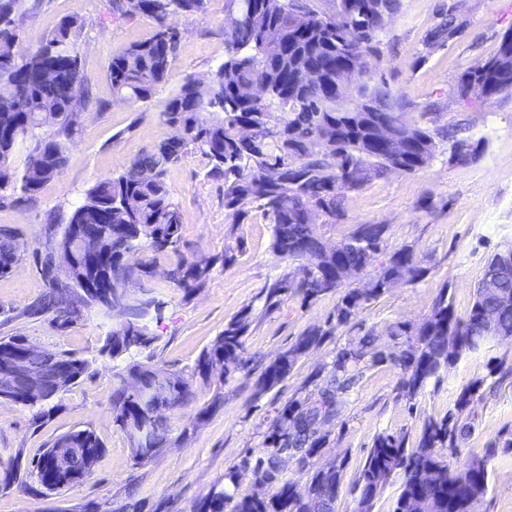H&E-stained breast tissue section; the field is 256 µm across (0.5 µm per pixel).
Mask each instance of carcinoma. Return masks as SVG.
Instances as JSON below:
<instances>
[{"label": "carcinoma", "mask_w": 512, "mask_h": 512, "mask_svg": "<svg viewBox=\"0 0 512 512\" xmlns=\"http://www.w3.org/2000/svg\"><path fill=\"white\" fill-rule=\"evenodd\" d=\"M205 0H114L123 13L139 12L156 22L152 38L133 43L112 56L108 74L120 99L137 104L152 98L174 59L175 49L165 30L176 14L190 15ZM236 24L226 33V59L212 74L208 97H201L196 82H185L162 104L160 115L184 131L135 159L117 176L98 180L84 201L72 212L60 237L52 241L46 264L70 248L74 239L92 231L101 242L99 266L90 267L75 258L71 269L74 285L91 282L101 272H111L112 287L124 294L123 320L104 340L100 353L112 358L150 346L144 319L156 307L151 298L139 297L136 285L153 272V262H125V255L139 242H149L158 255H177L182 224L177 204L170 199L166 175L191 153L204 155L212 165L209 174L224 179V207L237 212L256 203L270 218L271 250L294 260L314 259L308 277L284 273L265 288L264 306L281 303L290 294L302 303L341 292L325 324L307 328L275 359L263 365L258 385L270 390L283 382L298 360L323 337L356 321L364 305L381 296L389 282L413 283L427 268L413 249L401 247L389 254L365 288L342 289L346 281L369 266L371 255L383 251L387 227L358 224L340 241L338 252L322 257L319 225L308 220L317 210L336 216L343 192L358 190L373 177L389 171L413 172L429 164L435 151L431 134L413 129L405 157L392 159L373 141L375 127L402 121L401 104L384 81H359L340 93L326 68L343 54L354 60L379 55L378 33L383 17L397 8L396 0H381V13L362 11L364 0L349 4L332 15L308 0H227ZM25 0H0V190L17 188L32 197L41 186L57 178L68 158L64 140L78 131L77 101L84 96L81 57L76 31L78 19H63L46 42L25 56L18 55L19 21ZM323 69L324 80L307 83L303 73ZM493 81L488 100L512 93V81ZM35 143L39 158L27 161L23 171L13 167L17 148ZM22 244L13 232L0 235V274L18 261ZM215 259L193 262L176 259L169 279L188 292L208 279ZM96 305L89 296L76 294L68 301L56 289L27 310L28 315L55 313L67 325L82 310ZM251 308L231 320L224 332L197 359L190 377L159 367L133 364L119 380L112 399L113 422L121 430L143 427L148 440L130 437L135 464L149 461L170 444V427L164 411L183 408L194 400L190 379L206 383V365L224 362V379L247 369L245 336L251 325ZM404 336L398 351L375 346L372 331L336 352L323 383L310 395H295L278 409L268 427L262 455L245 463L253 479L273 489L265 497L237 492L239 468L224 473V488L199 503L196 512H335L336 489L343 478V464L329 472L311 469L312 459L329 443L326 421L339 419L346 395L357 380L360 365L395 364L401 372L398 396L413 400L430 382L439 384L460 359L487 344L512 338V251L492 254L475 289L465 318L456 316L448 301V289L440 290L430 314L416 327L398 324L390 331ZM63 366L67 383L42 392L37 402L26 400L27 383L19 380L15 394L19 404L44 407L88 373L86 360L68 352H46L39 364ZM484 381L465 385L455 410L424 421L419 439L410 446L402 433L381 432L372 441L363 467L354 480L357 508L373 512L393 479H399L393 512H475L484 501L490 473L488 461L497 448L472 453L452 465L445 452L457 454L458 443L471 425L459 414L481 397ZM55 448H74L67 463L58 460ZM104 445L92 430L58 436L31 462L30 475L43 489L54 492L82 484L94 471ZM307 472L304 486L281 476L283 457Z\"/></svg>", "instance_id": "cac0c4a2"}]
</instances>
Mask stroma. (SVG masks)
Here are the masks:
<instances>
[{
	"mask_svg": "<svg viewBox=\"0 0 512 512\" xmlns=\"http://www.w3.org/2000/svg\"><path fill=\"white\" fill-rule=\"evenodd\" d=\"M26 6L17 45L22 54L38 48L62 19L80 20L81 69L89 95L79 108V131L66 143L69 160L61 175L29 200L12 201V189L4 191L0 228L13 229L23 249L13 270L0 276V338L22 336L37 349L72 353L88 360L90 369L54 399L46 417L0 402V463L17 456L33 459L57 436L80 429L93 430L105 450L79 486L41 494L20 483L0 488V512H82L89 503L100 505L102 512H119L129 502L138 504L139 512H194L199 502L223 488L224 473L232 466L242 470L241 493L254 492L243 463L259 455L277 410L310 389L316 370L330 365L338 348L364 330L374 332L379 347L396 348L393 326L421 323L443 289L457 316L466 317L488 258L512 242V95L486 103L463 99L458 90L462 76L488 61L503 34L512 30V0H398L379 35L381 54L368 58L365 76L386 81L403 104L407 125L430 131L434 156L422 169L391 171L344 192L340 214L333 219L320 214L316 221L330 246L355 225H386L385 253L411 247L426 275L397 283L368 301L358 327L338 328L270 390H259L258 370L228 379L221 367H214L209 382L194 381L195 399L189 406L168 411L171 447L136 465L127 435L113 422L119 372L138 363L190 373L202 351L246 307L252 310L246 351L269 362L309 326L324 324L337 298L328 295L306 306L292 295L278 308L265 310L264 288L280 274L301 273L302 263L271 251L272 225L255 204L239 214L226 209L223 181L208 177L207 158L192 154L170 168L166 178L180 211L179 253L190 262L226 251L237 259L216 264L206 283L187 295L168 278L171 257L156 258L151 277L142 282L160 304L145 320L155 338L151 347L113 360L101 357L105 337L121 321L101 308L85 309L65 326L49 314L26 315V307L49 289L41 261L50 231L68 223L98 179L122 172L134 158L174 136L161 106L186 81L210 80L224 61L229 24L226 0H205L202 11L172 17L180 42L167 78L151 101L132 105L113 92L107 67L112 55L154 34L151 18L114 13L109 0H26ZM447 9L457 34L428 42ZM458 140L476 146L470 163L453 159L452 145ZM495 359L512 364V339L463 357L439 386H427L412 401L397 394L399 368H363L343 416L326 426L328 446L313 460L318 468L334 461L344 466L336 512H354L352 484L376 434L402 432L416 443L424 421L454 409L461 388L472 380H483V396L466 412L472 429L459 443L461 454L511 439L512 377L500 383L489 377ZM488 469L482 512H512V451H498Z\"/></svg>",
	"mask_w": 512,
	"mask_h": 512,
	"instance_id": "1",
	"label": "stroma"
}]
</instances>
